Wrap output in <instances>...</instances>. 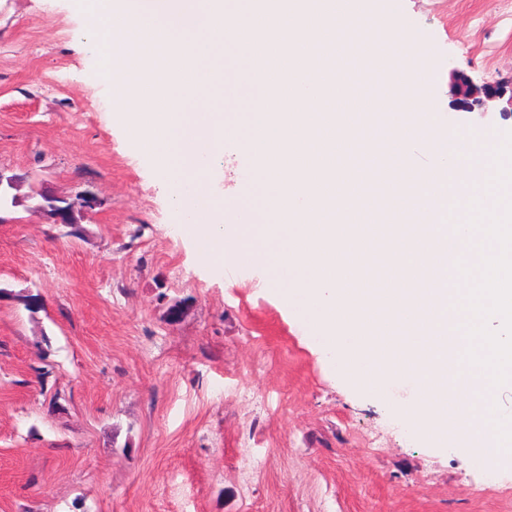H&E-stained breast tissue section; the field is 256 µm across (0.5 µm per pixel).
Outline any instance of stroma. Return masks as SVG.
Wrapping results in <instances>:
<instances>
[{"label": "stroma", "mask_w": 512, "mask_h": 512, "mask_svg": "<svg viewBox=\"0 0 512 512\" xmlns=\"http://www.w3.org/2000/svg\"><path fill=\"white\" fill-rule=\"evenodd\" d=\"M370 8L434 61L439 133L512 130L453 92L512 76V0ZM81 24L70 0H0V173L17 180L0 215V512H512V467L409 433L412 385L355 389L261 267L199 262L169 185L110 120ZM244 130L208 166L228 199L254 192ZM41 190L100 203L66 237L33 210Z\"/></svg>", "instance_id": "35a3bbf8"}]
</instances>
